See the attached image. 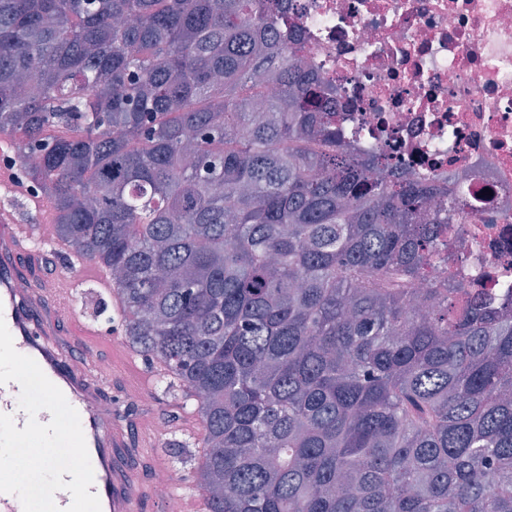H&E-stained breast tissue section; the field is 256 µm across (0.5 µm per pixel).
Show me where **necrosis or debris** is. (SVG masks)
Segmentation results:
<instances>
[{
  "mask_svg": "<svg viewBox=\"0 0 512 512\" xmlns=\"http://www.w3.org/2000/svg\"><path fill=\"white\" fill-rule=\"evenodd\" d=\"M366 181L430 182L452 204L427 272L512 321V0H268Z\"/></svg>",
  "mask_w": 512,
  "mask_h": 512,
  "instance_id": "necrosis-or-debris-1",
  "label": "necrosis or debris"
}]
</instances>
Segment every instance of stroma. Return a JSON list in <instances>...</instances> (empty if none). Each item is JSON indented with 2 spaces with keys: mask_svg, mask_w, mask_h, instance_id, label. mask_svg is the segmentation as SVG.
<instances>
[{
  "mask_svg": "<svg viewBox=\"0 0 512 512\" xmlns=\"http://www.w3.org/2000/svg\"><path fill=\"white\" fill-rule=\"evenodd\" d=\"M87 318L95 319L104 329L110 328L117 320L109 298L100 296L95 289L88 287L78 294L72 313L59 323L70 356L81 360L87 355H94L91 372L103 375L105 395L115 403L125 428L135 437L141 434L144 421L151 420L160 426L165 439L164 470L171 472L181 486H191L194 474L192 449L182 443L178 433L181 425V416L177 410L182 396L180 388L162 383L150 399H141L134 389L133 378L119 364L118 349L126 345V338L81 335L79 327Z\"/></svg>",
  "mask_w": 512,
  "mask_h": 512,
  "instance_id": "obj_1",
  "label": "stroma"
}]
</instances>
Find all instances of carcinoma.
Instances as JSON below:
<instances>
[{"label":"carcinoma","instance_id":"carcinoma-1","mask_svg":"<svg viewBox=\"0 0 512 512\" xmlns=\"http://www.w3.org/2000/svg\"><path fill=\"white\" fill-rule=\"evenodd\" d=\"M330 124L265 0H0V137L200 415L208 512H512V322Z\"/></svg>","mask_w":512,"mask_h":512}]
</instances>
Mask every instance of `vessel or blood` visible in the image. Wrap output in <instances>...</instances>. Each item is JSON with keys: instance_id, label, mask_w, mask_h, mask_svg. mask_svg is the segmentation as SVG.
I'll list each match as a JSON object with an SVG mask.
<instances>
[{"instance_id": "obj_1", "label": "vessel or blood", "mask_w": 512, "mask_h": 512, "mask_svg": "<svg viewBox=\"0 0 512 512\" xmlns=\"http://www.w3.org/2000/svg\"><path fill=\"white\" fill-rule=\"evenodd\" d=\"M17 199L36 211L42 222L52 221L49 202L23 182L13 165L1 164L0 318L12 335L15 349L34 359L78 412L94 471L90 491L97 495L101 512H142L143 500L152 496L153 491L135 485L127 462L132 457H154L156 440L146 434L138 443H131L115 409L104 397L102 382L89 372L77 370L58 340L60 313L69 308L77 282L91 281L108 292L113 288L112 280L105 267L82 259L69 242L58 238L50 239L49 245L55 255L67 258L70 275L58 279L28 277L20 261L38 259L34 244L42 236V222H23L13 205ZM24 280L29 287L23 292L19 284ZM120 363L133 376L137 392H152L154 374L141 367L134 351L122 349ZM20 392L18 383L0 384V414L11 415L21 429L28 417L18 405Z\"/></svg>"}]
</instances>
